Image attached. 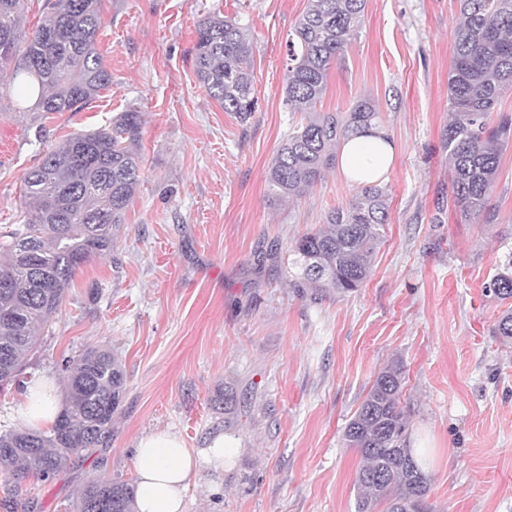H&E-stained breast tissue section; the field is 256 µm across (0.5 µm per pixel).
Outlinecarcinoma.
<instances>
[{
  "instance_id": "obj_1",
  "label": "carcinoma",
  "mask_w": 512,
  "mask_h": 512,
  "mask_svg": "<svg viewBox=\"0 0 512 512\" xmlns=\"http://www.w3.org/2000/svg\"><path fill=\"white\" fill-rule=\"evenodd\" d=\"M24 0H0V64L18 59L10 81L38 85L31 107L45 115L77 112L112 83L97 47L100 0H49L28 35L21 27ZM368 0H308L288 34L285 105L297 123L266 176L276 201L304 196L336 163L342 142L381 130V113L368 98L347 112H321L328 75L359 31ZM254 42L236 18L209 15L197 24L194 71L208 96L241 121L258 106L253 83ZM512 90V0H459L448 72V208L489 224V205L501 159L512 141V114L489 122L502 94ZM141 113L122 112L95 130L75 133L48 150L23 177L32 222L7 232L0 244V388L16 381L37 346V332L62 306L65 288L96 255L112 249L143 175ZM388 189L361 184L324 224L298 237L290 251L301 270L293 287L317 300L354 292L368 278L381 231L389 221ZM500 302L512 300V252L484 284ZM495 335L512 344V306ZM68 406L50 434L0 433V473L16 485L29 476L48 480L72 457L105 448L121 412L127 379L121 362L89 347L65 362ZM405 367L380 370L349 420L344 441L360 454L356 512H429L430 478L408 447L409 420L401 403ZM136 488L95 478L76 497L77 512H134Z\"/></svg>"
}]
</instances>
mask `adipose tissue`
I'll use <instances>...</instances> for the list:
<instances>
[{
  "mask_svg": "<svg viewBox=\"0 0 512 512\" xmlns=\"http://www.w3.org/2000/svg\"><path fill=\"white\" fill-rule=\"evenodd\" d=\"M394 157V147L379 134L366 133L345 142L339 154V167L356 183L377 182L384 178ZM21 409L25 426L38 428L54 424L61 412L55 380L43 377L27 384ZM233 441L216 437L207 454L186 448L173 433L150 434L135 448L137 463L136 512H185L184 499L191 474L211 459L223 457Z\"/></svg>",
  "mask_w": 512,
  "mask_h": 512,
  "instance_id": "1",
  "label": "adipose tissue"
}]
</instances>
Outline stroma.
<instances>
[{"instance_id":"obj_1","label":"stroma","mask_w":512,"mask_h":512,"mask_svg":"<svg viewBox=\"0 0 512 512\" xmlns=\"http://www.w3.org/2000/svg\"><path fill=\"white\" fill-rule=\"evenodd\" d=\"M308 0H101L98 49L111 85L80 111L41 118L0 86V233L29 221L21 179L69 135L141 113L143 179L108 255L67 287L19 376L0 391V433L22 428L21 384L65 386L87 347L112 350L128 390L110 447L22 484L31 512H74L92 478L135 482L134 447L155 431L230 456L189 480L186 512H355L361 459L345 427L377 373L406 366L409 445L434 512H512V347L483 285L512 249V148L493 223L448 201V70L458 0H368L321 109L372 98L394 146L390 217L361 288L311 300L291 286L290 244L348 204L330 169L300 199L267 196L266 172L298 118L284 105L288 35ZM235 17L254 38L259 107L225 112L196 78L199 19ZM223 395V407L212 399Z\"/></svg>"}]
</instances>
